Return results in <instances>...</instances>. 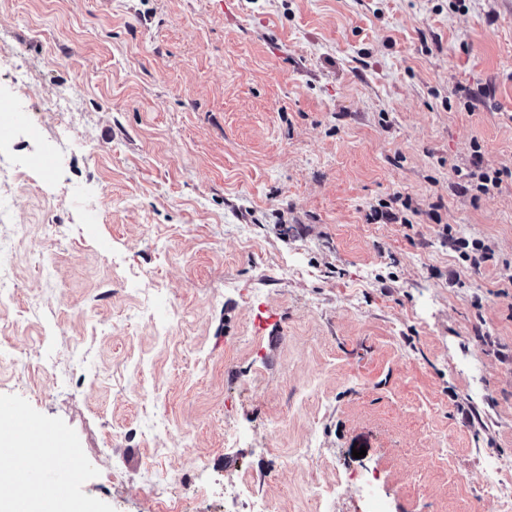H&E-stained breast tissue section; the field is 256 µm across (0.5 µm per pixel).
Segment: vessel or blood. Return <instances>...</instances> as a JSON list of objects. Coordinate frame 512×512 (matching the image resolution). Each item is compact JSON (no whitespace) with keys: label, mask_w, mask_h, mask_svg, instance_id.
I'll list each match as a JSON object with an SVG mask.
<instances>
[{"label":"vessel or blood","mask_w":512,"mask_h":512,"mask_svg":"<svg viewBox=\"0 0 512 512\" xmlns=\"http://www.w3.org/2000/svg\"><path fill=\"white\" fill-rule=\"evenodd\" d=\"M0 445L7 450L0 466L12 470L13 496L18 504L47 492L55 498L67 496L83 476V468L62 435L46 430L6 401H0ZM43 448L53 449L56 458L65 462L51 481L45 477L47 461L39 454Z\"/></svg>","instance_id":"1"}]
</instances>
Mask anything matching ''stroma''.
I'll use <instances>...</instances> for the list:
<instances>
[{"label":"stroma","mask_w":512,"mask_h":512,"mask_svg":"<svg viewBox=\"0 0 512 512\" xmlns=\"http://www.w3.org/2000/svg\"><path fill=\"white\" fill-rule=\"evenodd\" d=\"M0 95V397L74 501L512 512V0H0ZM454 246L456 249L460 252V257L464 261H469V264L473 268H480L481 263L491 259L492 257V250L488 245H485V243L482 240L479 239H473L470 243V241L466 238H455L451 237ZM471 245V253L467 251Z\"/></svg>","instance_id":"35a3bbf8"}]
</instances>
